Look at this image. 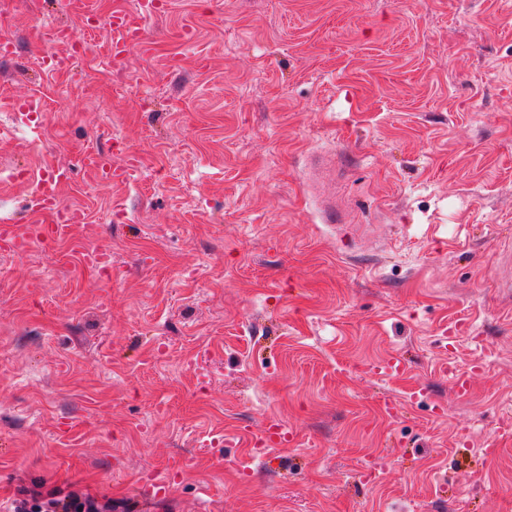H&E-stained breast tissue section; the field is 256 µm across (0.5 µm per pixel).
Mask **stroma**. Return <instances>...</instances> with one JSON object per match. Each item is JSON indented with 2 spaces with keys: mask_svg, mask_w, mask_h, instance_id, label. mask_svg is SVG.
Wrapping results in <instances>:
<instances>
[{
  "mask_svg": "<svg viewBox=\"0 0 512 512\" xmlns=\"http://www.w3.org/2000/svg\"><path fill=\"white\" fill-rule=\"evenodd\" d=\"M85 4L132 0H0V91L49 106L0 111V224L53 166L85 214L0 253V512L40 485L112 512H512V0H170L122 61L103 27L41 70L40 25ZM91 153L138 169L101 182ZM275 421L290 443L240 471Z\"/></svg>",
  "mask_w": 512,
  "mask_h": 512,
  "instance_id": "obj_1",
  "label": "stroma"
}]
</instances>
